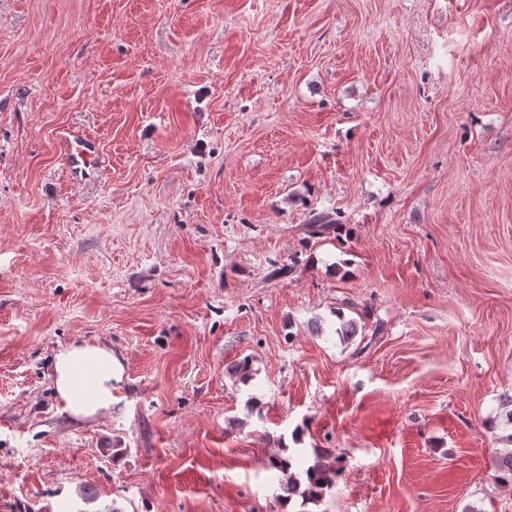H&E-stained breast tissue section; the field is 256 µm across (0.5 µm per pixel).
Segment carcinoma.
I'll use <instances>...</instances> for the list:
<instances>
[{"label":"carcinoma","instance_id":"carcinoma-1","mask_svg":"<svg viewBox=\"0 0 512 512\" xmlns=\"http://www.w3.org/2000/svg\"><path fill=\"white\" fill-rule=\"evenodd\" d=\"M308 237L320 239L349 235L350 228L328 212L316 213L306 225ZM255 370L253 358L245 356L226 369V374L236 383L247 385L253 379ZM298 449L281 444L279 452L271 456L269 465L280 473V486L284 491L283 500L290 501L297 496L305 503L318 501L325 491L336 485L345 471L342 458L332 456L325 450L314 451L310 461L297 462ZM496 480L504 487L512 486V448L504 449L497 458Z\"/></svg>","mask_w":512,"mask_h":512}]
</instances>
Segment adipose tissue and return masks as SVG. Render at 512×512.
<instances>
[{
    "mask_svg": "<svg viewBox=\"0 0 512 512\" xmlns=\"http://www.w3.org/2000/svg\"><path fill=\"white\" fill-rule=\"evenodd\" d=\"M52 370L58 402L71 418L111 414L113 380L120 364L110 348L85 342L62 346L54 354Z\"/></svg>",
    "mask_w": 512,
    "mask_h": 512,
    "instance_id": "adipose-tissue-1",
    "label": "adipose tissue"
}]
</instances>
